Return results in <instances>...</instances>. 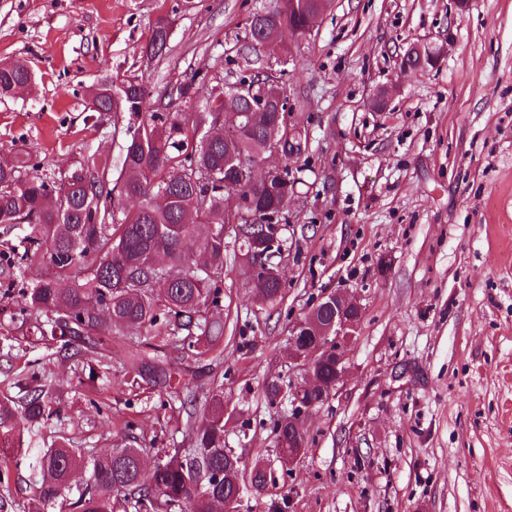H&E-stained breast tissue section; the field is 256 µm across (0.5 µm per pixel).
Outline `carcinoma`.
<instances>
[{
  "mask_svg": "<svg viewBox=\"0 0 512 512\" xmlns=\"http://www.w3.org/2000/svg\"><path fill=\"white\" fill-rule=\"evenodd\" d=\"M319 0H282L271 12L249 20L254 39L271 43L285 36H305ZM168 24L159 19L146 55L166 52ZM27 65L0 61V95L30 87ZM178 97L192 103V112L151 110V92L138 78L116 87L101 84L89 90L93 111H109L121 96L126 112H147L130 133L120 175L108 177L107 162L92 154L64 182L29 176L35 167L25 150L0 159V225H24L17 245L0 255V287L21 310L42 323L41 334L67 347L72 336H98L112 352V335L134 329L137 337L115 351L128 371L161 388L171 386L168 363L158 341L180 352L185 371L205 356L220 362L224 327L214 322L220 310L227 248L224 225L235 220L232 197L224 191L225 166L231 157L263 159L270 154L269 138L276 132L275 115L262 113L250 123L248 104L218 83L199 95L191 83L176 87ZM238 114L239 125L228 136L216 135L195 152L184 142L199 129L224 124V115ZM286 160L307 148V134L292 124ZM297 179L288 167L267 182L245 183L239 191L251 196L254 210L280 216L295 193ZM133 202L126 209L115 200ZM243 273L270 263L274 256L273 229L244 224L234 233ZM38 270L36 280L19 285L16 271ZM284 271L252 284L263 289L262 302L272 307L284 299ZM333 316L329 309L307 315L318 334ZM186 415L187 448H169L157 457L149 473L141 466L145 448H112L92 457L82 448L61 444L36 448L29 468L34 500L58 512H219L224 501L242 494L243 487L262 493L272 473L257 461L247 472L238 457L224 448V392L214 388L201 400L195 392H174ZM20 418L38 423L53 414L52 393L33 375L20 398ZM276 446L288 451V414L273 424ZM79 468L87 472L82 485L72 483Z\"/></svg>",
  "mask_w": 512,
  "mask_h": 512,
  "instance_id": "1",
  "label": "carcinoma"
}]
</instances>
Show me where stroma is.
I'll list each match as a JSON object with an SVG mask.
<instances>
[{
  "mask_svg": "<svg viewBox=\"0 0 512 512\" xmlns=\"http://www.w3.org/2000/svg\"><path fill=\"white\" fill-rule=\"evenodd\" d=\"M277 0H0V59L35 87L0 96V157L35 147L41 176L90 154L120 171L129 112H94L87 90L143 80L153 97L200 76L230 86L255 70L279 84L308 149L281 230L285 299L259 303L234 250L224 256L225 442L245 467L274 457L282 406L264 388L288 373V328L318 297L362 308L343 381L306 421V450L239 512H512V0H330L311 34L250 50L248 20ZM170 22L166 53L145 47ZM443 53L405 71L410 44ZM391 91L385 111L377 88ZM38 375L45 422L0 427L10 462L0 498L33 495L19 438L97 453L134 441L184 448L185 415L116 359L52 354L34 318L0 295V399Z\"/></svg>",
  "mask_w": 512,
  "mask_h": 512,
  "instance_id": "obj_1",
  "label": "stroma"
}]
</instances>
